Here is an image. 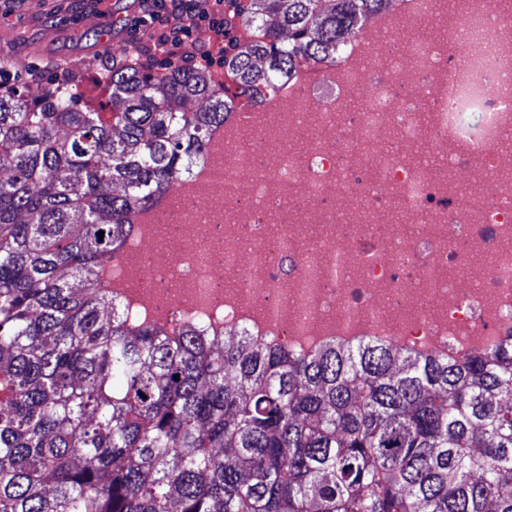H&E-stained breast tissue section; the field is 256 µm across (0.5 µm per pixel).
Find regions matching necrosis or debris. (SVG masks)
<instances>
[{"label":"necrosis or debris","mask_w":512,"mask_h":512,"mask_svg":"<svg viewBox=\"0 0 512 512\" xmlns=\"http://www.w3.org/2000/svg\"><path fill=\"white\" fill-rule=\"evenodd\" d=\"M257 108L178 181L194 202L138 215L109 263L129 320L298 354L376 338L460 360L512 335V0H401Z\"/></svg>","instance_id":"1"}]
</instances>
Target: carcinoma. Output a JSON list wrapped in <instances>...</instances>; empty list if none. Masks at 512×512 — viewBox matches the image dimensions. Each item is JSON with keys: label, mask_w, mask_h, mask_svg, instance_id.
<instances>
[{"label": "carcinoma", "mask_w": 512, "mask_h": 512, "mask_svg": "<svg viewBox=\"0 0 512 512\" xmlns=\"http://www.w3.org/2000/svg\"><path fill=\"white\" fill-rule=\"evenodd\" d=\"M390 3L246 0L262 36L224 67L241 96L284 84ZM108 89L121 109L0 90V512H512V338L460 362L243 334L216 353L127 323L94 281L235 101L208 70L131 60Z\"/></svg>", "instance_id": "carcinoma-1"}]
</instances>
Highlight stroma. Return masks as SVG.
Segmentation results:
<instances>
[{"label": "stroma", "instance_id": "35a3bbf8", "mask_svg": "<svg viewBox=\"0 0 512 512\" xmlns=\"http://www.w3.org/2000/svg\"><path fill=\"white\" fill-rule=\"evenodd\" d=\"M135 0H0V59L12 64L14 81L55 84V71L32 78L35 64L66 61L81 102L112 110L100 61L106 50L132 43L134 32L112 29L135 14Z\"/></svg>", "mask_w": 512, "mask_h": 512}]
</instances>
